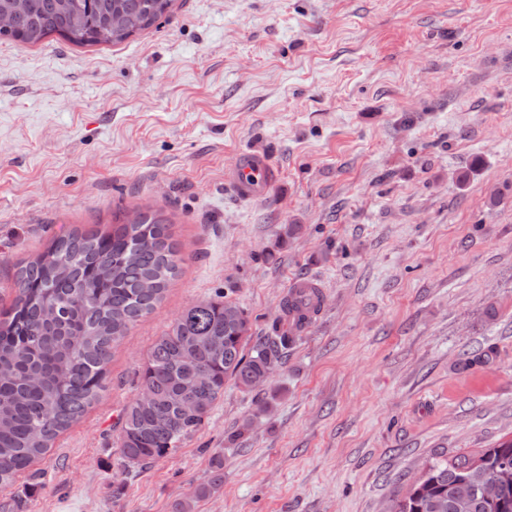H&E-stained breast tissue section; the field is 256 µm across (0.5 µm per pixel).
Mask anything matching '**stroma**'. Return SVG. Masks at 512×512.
I'll return each instance as SVG.
<instances>
[{
	"label": "stroma",
	"mask_w": 512,
	"mask_h": 512,
	"mask_svg": "<svg viewBox=\"0 0 512 512\" xmlns=\"http://www.w3.org/2000/svg\"><path fill=\"white\" fill-rule=\"evenodd\" d=\"M241 151L278 174L261 198L224 181ZM146 210L181 272L0 512H383L512 438V0H175L119 44L0 41V312L21 260ZM302 279L323 303L268 382L124 468L171 322L221 291L257 339Z\"/></svg>",
	"instance_id": "stroma-1"
}]
</instances>
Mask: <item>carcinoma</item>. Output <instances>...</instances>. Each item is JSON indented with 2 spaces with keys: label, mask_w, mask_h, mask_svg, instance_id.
<instances>
[{
  "label": "carcinoma",
  "mask_w": 512,
  "mask_h": 512,
  "mask_svg": "<svg viewBox=\"0 0 512 512\" xmlns=\"http://www.w3.org/2000/svg\"><path fill=\"white\" fill-rule=\"evenodd\" d=\"M173 0H0V16L13 19L3 40L36 44L56 34L75 45L117 44L166 16ZM180 272V259L167 220L141 212L106 232L72 230L20 263L16 296L0 319V488L46 454L56 438L101 396L114 344L162 301ZM321 292L291 289L271 335L251 338L248 315L230 324L217 295L182 312L154 343L140 370L154 407L127 404L120 416L124 466L162 458L202 425L235 380L252 388L269 379L267 366L281 365L299 339L302 324L291 315L318 310ZM192 348V359L185 351ZM194 397V408L176 404ZM489 468L512 464V439L497 444ZM472 459L457 455L431 463L428 475L395 502V512H455L451 490ZM224 482V462L194 490L203 498ZM471 512H512V485L494 502L473 493Z\"/></svg>",
  "instance_id": "1"
}]
</instances>
